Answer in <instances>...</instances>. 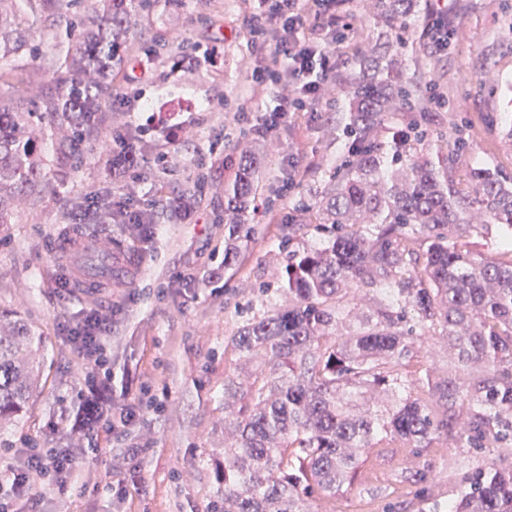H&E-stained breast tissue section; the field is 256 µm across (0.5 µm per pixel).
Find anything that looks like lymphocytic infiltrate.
I'll return each mask as SVG.
<instances>
[{
	"label": "lymphocytic infiltrate",
	"instance_id": "obj_1",
	"mask_svg": "<svg viewBox=\"0 0 512 512\" xmlns=\"http://www.w3.org/2000/svg\"><path fill=\"white\" fill-rule=\"evenodd\" d=\"M351 0H260L249 13L247 33L263 52L250 71L248 98L237 103L235 118L248 132L259 137L279 133L290 115L317 112L331 73L336 69L335 50L350 46ZM453 0H428L422 32L430 54L447 53L457 35L451 21ZM160 56L139 51L131 70L112 92V107L127 119L113 127L110 148L103 162L104 180L83 196L85 206L98 205L104 190L112 192V215L116 223L133 229L142 243L153 242L156 221L153 205L133 201L124 192L133 181L146 176L161 177L180 168L181 148L189 140L192 120L182 112H153L143 102L141 85L155 73ZM286 85L276 95L273 107L257 110L253 104L270 84ZM112 317L99 308L81 310L63 331L86 370L89 390L108 387L112 378L106 340ZM78 457L69 450L28 448L12 463L0 467V512H36L38 500L32 479L39 476L62 487H76Z\"/></svg>",
	"mask_w": 512,
	"mask_h": 512
}]
</instances>
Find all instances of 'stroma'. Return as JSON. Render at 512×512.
Listing matches in <instances>:
<instances>
[{"label": "stroma", "instance_id": "35a3bbf8", "mask_svg": "<svg viewBox=\"0 0 512 512\" xmlns=\"http://www.w3.org/2000/svg\"><path fill=\"white\" fill-rule=\"evenodd\" d=\"M509 4L512 0H455L453 19L463 34L440 57L427 52L420 27L406 35L402 63L408 80L419 87L434 84L448 102L447 110L429 113L431 128L459 134L471 146L453 173L457 179L477 165L512 174V141L507 138L512 129V37L501 28ZM250 8L249 0H155L138 16L137 37L125 48L124 58L154 39L166 45L154 82L142 87L144 101L168 111L193 102L206 123L195 130L182 157L189 164L197 152L211 154L203 186L183 172L168 177L156 208L161 234L148 250H141L130 229L113 223L105 206L85 209L81 224L70 219L86 185L98 177L108 131L125 119L108 107L79 171L60 176L55 143L45 139L49 190L17 203L11 223L0 226V312L19 315L35 327L48 350L46 384L33 395L9 444L0 447V463L24 448H73L86 485L82 492H62L47 480L36 482L39 512H207L217 488L208 456L224 444V378L242 368L228 348L230 339L245 319L284 303L280 288L289 252L324 242L313 205L341 163L346 142L347 114L334 92L355 77L360 52L378 44L395 22L353 0L355 47L337 54L336 74L319 112L293 115L287 129L265 139L258 198L262 211L252 221L256 233L242 242L236 264L228 267L224 187L237 174L242 149L253 137L241 133L232 112L220 110L219 103L248 91L252 49L243 17ZM188 38L219 45L221 51L188 63L180 47ZM213 126L228 133L214 150L209 147ZM291 158L306 175L282 199L277 190ZM182 196L194 198L195 221L171 208V200ZM75 231L87 238H111L124 251L128 274L95 294L78 288L60 295L55 282L63 270L99 262L92 255L55 252L57 237ZM132 294L137 297L133 303L128 300ZM124 304L129 310L118 317L108 337L112 401L122 404L125 395L143 387L169 396L167 410L148 415L130 438V445L147 449L134 461L113 453L101 429L77 435L64 419L76 412L88 391L81 362L60 333L61 323L90 305L107 312ZM414 461L437 471L439 478L428 494L443 504L462 473L477 463L475 456L450 447L445 439L418 458L400 443L386 441L366 458L352 491L319 501V512H388L401 501L407 512H420L418 493L398 478Z\"/></svg>", "mask_w": 512, "mask_h": 512}]
</instances>
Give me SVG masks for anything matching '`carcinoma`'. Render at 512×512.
Here are the masks:
<instances>
[{"label":"carcinoma","instance_id":"cac0c4a2","mask_svg":"<svg viewBox=\"0 0 512 512\" xmlns=\"http://www.w3.org/2000/svg\"><path fill=\"white\" fill-rule=\"evenodd\" d=\"M73 2L0 0V224L11 223L5 200L46 188L36 133L57 135L59 165L82 164L146 0H94L82 13ZM374 9L393 16L399 40L419 19L404 0H377ZM50 39L65 45L48 84L19 98L20 60L33 62ZM359 66L346 92L345 162L315 203L327 243L289 255L288 305L247 319L232 337L238 358L259 355L263 366L245 384L224 378V448L210 457L218 488L208 512H314L352 489L381 438L416 458L442 437L476 454L512 450V176L480 166L454 181L449 172L467 143L435 148L415 123L401 148L379 139L386 121L420 109V99L384 47ZM258 185V157L247 156L224 188L234 215L226 265L249 236ZM492 224L508 241L507 259L458 247L463 234ZM356 292L375 307L361 310ZM428 341L447 359L442 374L412 365ZM44 357L35 329L0 322V437L18 423ZM107 413L92 392L72 426L89 432ZM401 478L424 489L436 475L412 464ZM431 512H512V462L484 460Z\"/></svg>","mask_w":512,"mask_h":512}]
</instances>
